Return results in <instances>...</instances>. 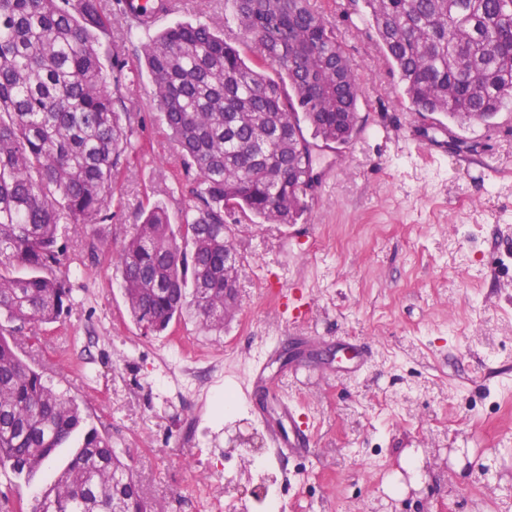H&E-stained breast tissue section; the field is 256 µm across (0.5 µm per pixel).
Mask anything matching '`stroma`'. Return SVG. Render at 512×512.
<instances>
[{
  "label": "stroma",
  "mask_w": 512,
  "mask_h": 512,
  "mask_svg": "<svg viewBox=\"0 0 512 512\" xmlns=\"http://www.w3.org/2000/svg\"><path fill=\"white\" fill-rule=\"evenodd\" d=\"M336 29L361 94L359 129L316 150L333 177L308 193L293 224H237V304L220 330L193 313L159 336L131 319L108 242L120 249L141 210L179 219L194 172L158 128L141 37L112 30L126 62L123 108L141 150L129 155L111 219L69 226L71 306L30 330L25 348L129 464L155 512H201L184 459L205 453L223 512H512V101L490 124L453 126L464 149L418 145L412 113L363 0H315ZM179 20L223 28L250 57L224 0H186ZM304 290L310 311L288 320L280 293ZM267 388L285 391L309 424L308 455L278 450L249 375L277 337ZM370 342L359 377L340 370L336 339ZM212 365L216 384L194 368ZM253 446H231L235 432ZM416 458L427 481L411 483Z\"/></svg>",
  "instance_id": "stroma-1"
}]
</instances>
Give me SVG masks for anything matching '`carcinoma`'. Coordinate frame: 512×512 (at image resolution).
Instances as JSON below:
<instances>
[{"label": "carcinoma", "mask_w": 512, "mask_h": 512, "mask_svg": "<svg viewBox=\"0 0 512 512\" xmlns=\"http://www.w3.org/2000/svg\"><path fill=\"white\" fill-rule=\"evenodd\" d=\"M412 109L487 124L512 98V0H364ZM253 46L246 62L223 31L178 23L142 46L163 131L196 172L178 223L155 203L112 255L145 335L191 309L224 326L229 223L293 224L313 187L319 144L358 130L359 87L335 28L310 0H224ZM130 28L101 0H0V318L55 322L70 306L64 224L108 216L121 159L136 148L121 112L117 52L97 34ZM277 73L271 78L268 70ZM0 334V470L29 481L83 423L79 405ZM151 512L130 467L95 427L29 503L5 512Z\"/></svg>", "instance_id": "carcinoma-1"}]
</instances>
